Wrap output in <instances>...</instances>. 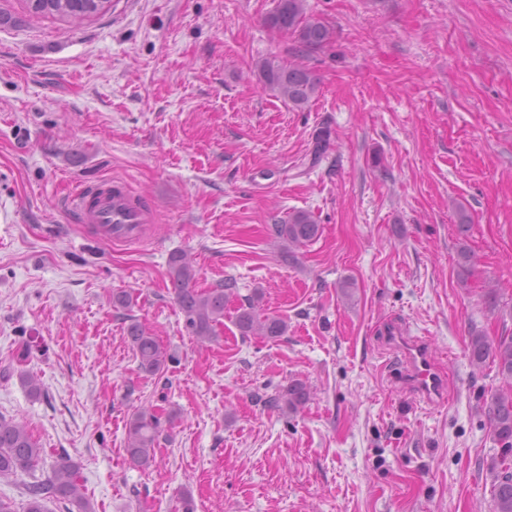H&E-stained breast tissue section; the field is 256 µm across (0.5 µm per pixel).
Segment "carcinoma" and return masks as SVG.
<instances>
[{
	"label": "carcinoma",
	"instance_id": "obj_1",
	"mask_svg": "<svg viewBox=\"0 0 512 512\" xmlns=\"http://www.w3.org/2000/svg\"><path fill=\"white\" fill-rule=\"evenodd\" d=\"M91 2L43 0V7L38 13L79 21L89 13ZM266 25L272 31L294 35L302 54L321 51L334 42V29L308 11L306 0H277L274 11L266 17ZM256 69L263 87L294 109L308 108L319 91V77L303 64L263 58L257 61ZM271 232L279 239L281 249L293 254L319 236L320 225L311 212L295 210L288 214L284 223L272 225ZM168 266L169 279L188 334L201 342L219 341L220 327L224 326V303L236 291V281L226 278L215 288H196V271L180 252L171 254ZM235 324L243 336L266 339L279 338L288 330L285 319L261 315L252 303L239 308ZM127 336L140 369L151 375L162 374L169 356L156 336L137 322L127 327ZM468 359L476 367L488 361L493 363L498 373L509 381L511 390L507 394L493 395L490 411L494 439L502 447L512 450V336L490 339L481 333L473 334L470 336ZM307 401L306 386L293 382L269 403L296 413ZM160 426L161 417L150 406L140 407L131 415L127 421L126 444L130 463L141 468L152 464ZM42 453L43 449L26 424L0 415V478L15 476L19 471L31 477L30 481L22 482L21 503L0 498V512H47L46 503L52 501L71 504L65 512H93L85 496L79 469L70 461H62L47 475H35ZM491 495L494 512H512V461L505 452L500 456Z\"/></svg>",
	"mask_w": 512,
	"mask_h": 512
}]
</instances>
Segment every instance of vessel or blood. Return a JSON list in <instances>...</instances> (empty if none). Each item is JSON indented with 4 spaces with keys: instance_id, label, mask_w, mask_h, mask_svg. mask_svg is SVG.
<instances>
[{
    "instance_id": "obj_1",
    "label": "vessel or blood",
    "mask_w": 512,
    "mask_h": 512,
    "mask_svg": "<svg viewBox=\"0 0 512 512\" xmlns=\"http://www.w3.org/2000/svg\"><path fill=\"white\" fill-rule=\"evenodd\" d=\"M69 208L82 222L94 225L97 234L116 244L140 239L143 226L149 221L148 211L118 181L76 191L69 201ZM390 344L409 361L413 382L421 394L428 397L441 390L443 381L421 337L394 336Z\"/></svg>"
}]
</instances>
